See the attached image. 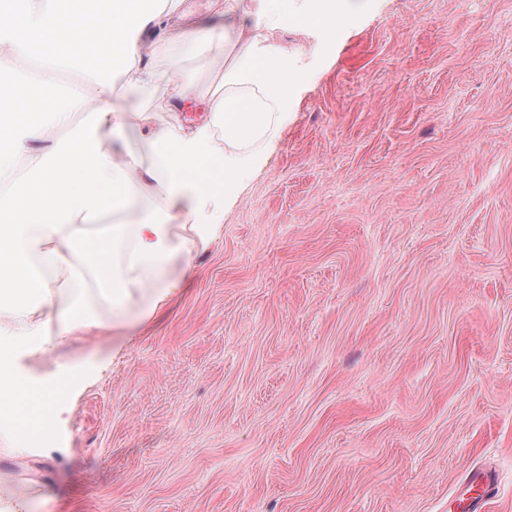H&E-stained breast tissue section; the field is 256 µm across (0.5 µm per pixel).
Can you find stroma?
<instances>
[{
  "mask_svg": "<svg viewBox=\"0 0 512 512\" xmlns=\"http://www.w3.org/2000/svg\"><path fill=\"white\" fill-rule=\"evenodd\" d=\"M304 81L181 291L93 358L49 442L0 439V512H512V0L289 20ZM223 52L185 55L206 115ZM495 493V475L490 470L475 471L462 490L458 491L448 503L461 512H485L486 503Z\"/></svg>",
  "mask_w": 512,
  "mask_h": 512,
  "instance_id": "obj_1",
  "label": "stroma"
}]
</instances>
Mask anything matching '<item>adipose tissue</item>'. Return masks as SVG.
I'll return each mask as SVG.
<instances>
[{"mask_svg": "<svg viewBox=\"0 0 512 512\" xmlns=\"http://www.w3.org/2000/svg\"><path fill=\"white\" fill-rule=\"evenodd\" d=\"M0 13V72L16 56L47 69L76 68L84 93L56 97L53 121L68 135L48 149L26 103L0 114V161L21 157L23 192L0 188V422L12 430L60 423L68 390L92 375L83 360L63 373L21 370L23 348L46 349L47 335L101 328L89 307L86 275L104 250L116 270L98 280L100 296L123 311L135 295L161 303L192 271L193 254L218 236L231 209L274 152L288 120L298 75L274 34L302 0H224L213 18L191 22L182 0H22ZM169 48L165 67L154 55ZM225 51L223 72L203 122L187 127L180 103L195 91L179 79L186 50ZM146 134L134 137L129 99ZM88 121L71 127L72 113ZM121 161H114V149ZM141 211L139 222L125 215ZM105 234L90 236L93 225ZM181 233H172V225Z\"/></svg>", "mask_w": 512, "mask_h": 512, "instance_id": "1", "label": "adipose tissue"}]
</instances>
